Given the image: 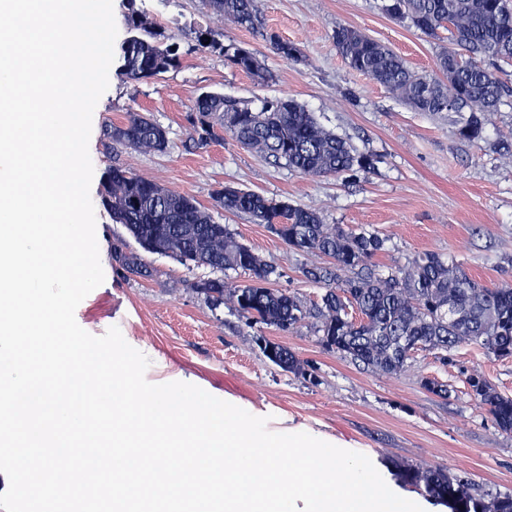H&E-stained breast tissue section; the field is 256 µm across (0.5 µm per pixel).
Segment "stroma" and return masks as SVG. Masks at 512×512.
Returning <instances> with one entry per match:
<instances>
[{
	"label": "stroma",
	"instance_id": "1",
	"mask_svg": "<svg viewBox=\"0 0 512 512\" xmlns=\"http://www.w3.org/2000/svg\"><path fill=\"white\" fill-rule=\"evenodd\" d=\"M385 2L255 0L263 22L256 34L206 12L201 0H113L118 40L127 36L128 9L138 10L166 42L177 45L180 64L140 82L109 70L89 140L90 197L105 280L78 305L75 318L95 336L119 327L126 342L148 357L149 382L190 383L268 417L270 431L305 432L365 454L399 496L423 500L396 480L391 470L396 463L448 469L492 496L512 493V434L500 430L467 384L478 372L512 396V359L495 358L474 345L445 354L420 350L403 372L386 375L323 346L315 318L288 332L247 325L230 303H212L192 290V283L210 278L209 268L141 252L101 205L103 179L115 163L189 194L273 266L271 288L294 293L309 307L320 303L323 289L308 282L302 269L317 262V255L291 250L265 225L217 207L216 190L230 185L285 199L317 210L324 223L377 233L384 240L376 259L383 274L429 252L455 258L488 284L512 285V156L499 150L502 141L512 142V108L496 114L483 140L468 142L456 134L455 114L415 111L351 70L333 44L340 25L388 46L413 71L439 76L437 55L447 37L431 38L393 20L383 10ZM201 30L224 44L248 43L265 66L266 80L238 71L219 51L199 50ZM274 36L294 42L301 60L276 54ZM206 92L254 107L266 97L295 99L324 128L373 155L375 165L367 173L309 177L228 137L186 152L189 110ZM131 111L149 114L167 129L166 152L109 147L106 126L124 122ZM120 243L141 253L151 277L132 274L113 259L112 248ZM268 341L291 350L300 372L271 363L262 352ZM427 378L444 383L447 397L428 392Z\"/></svg>",
	"mask_w": 512,
	"mask_h": 512
}]
</instances>
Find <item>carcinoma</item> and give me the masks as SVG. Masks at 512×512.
Returning <instances> with one entry per match:
<instances>
[{
  "mask_svg": "<svg viewBox=\"0 0 512 512\" xmlns=\"http://www.w3.org/2000/svg\"><path fill=\"white\" fill-rule=\"evenodd\" d=\"M215 14L247 30L262 27L254 0H202ZM385 12L430 36L448 30V49L437 58L446 80L427 78L410 70L388 47L358 29L339 26L333 41L348 66L369 77L420 112H453L460 116L458 136L469 142L483 139L486 126L503 106L512 107L509 90L494 70L512 62V0H392ZM128 37L121 45V74L131 82L156 77L179 65L178 49L159 39L153 23L132 9L125 15ZM202 49H217L237 70L257 79L266 77L249 45H224L208 31L197 35ZM282 57L298 61L296 44L271 38ZM189 120L193 134L187 151L204 148L226 133L242 148L283 161L312 177L347 171L368 172L371 155L325 129L315 115L294 99L265 100L258 110L218 93L199 96ZM165 128L140 112L105 129L110 148L164 152ZM214 200L226 211L243 213L263 224L290 249L329 259L303 269L308 281L325 288L321 303L304 306L294 294L268 287L274 272L250 246L241 243L226 225L194 197L162 186L114 164L106 173L102 204L112 222L121 224L146 252L171 254L186 265L215 271H243L244 285L230 286L222 278L192 284L207 299L228 301L248 322L279 331L291 330L310 316L319 322L322 342L375 372L396 375L418 350L448 351L477 345L498 359L512 358V286L478 282L462 263L436 253H424L386 275L376 272L375 256L383 240L375 233L349 226L325 224L315 210L286 200L226 186ZM116 260L130 272L148 277L140 256L113 247ZM266 358L289 371L301 370L288 348L266 342ZM468 385L494 417L498 427L512 433V397L497 392L478 372ZM399 482L442 504L448 512H512V494L491 497L471 481L442 469L397 464Z\"/></svg>",
  "mask_w": 512,
  "mask_h": 512,
  "instance_id": "1",
  "label": "carcinoma"
}]
</instances>
